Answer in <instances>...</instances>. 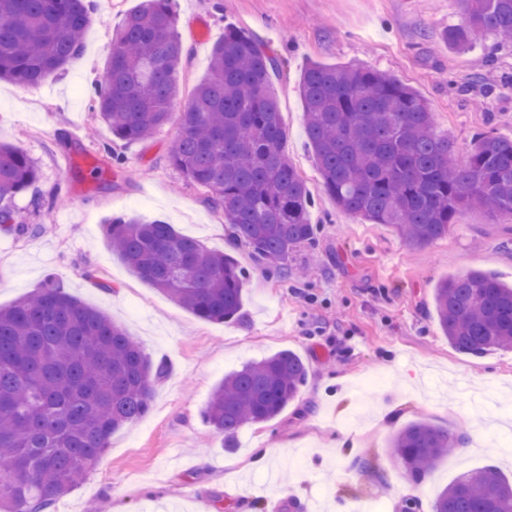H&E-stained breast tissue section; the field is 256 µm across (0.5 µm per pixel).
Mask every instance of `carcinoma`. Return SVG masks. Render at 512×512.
<instances>
[{
    "label": "carcinoma",
    "mask_w": 512,
    "mask_h": 512,
    "mask_svg": "<svg viewBox=\"0 0 512 512\" xmlns=\"http://www.w3.org/2000/svg\"><path fill=\"white\" fill-rule=\"evenodd\" d=\"M467 19L444 42L459 51L512 38V0H452ZM86 0H0V78L28 86L62 70L83 49ZM97 79L95 110L110 132L140 141L169 123L182 60L174 0H140L116 27ZM276 60L249 34L224 31L207 77L179 113L168 155L205 188L237 238L288 277V257L311 243L313 197L283 149L286 132L268 87ZM306 134L323 190L343 211L390 224L406 244L448 236L456 215L479 207L512 216V139L480 134L466 162L437 134L424 99L396 77L366 67L312 63L300 82ZM40 177L22 149L0 144V230L22 233L12 199ZM112 251L144 282L211 322L239 317L245 272L235 259L162 221L116 218ZM448 346L472 356L512 351V285L482 270L449 277L432 293ZM167 375L122 326L48 279L37 293L0 308V512H47L78 486L112 433L144 416ZM307 382L282 350L224 376L205 417L224 447L246 427L275 419ZM464 443L426 421L401 429L390 454L416 482ZM433 512H512V479L496 466L461 473Z\"/></svg>",
    "instance_id": "obj_1"
}]
</instances>
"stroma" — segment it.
Listing matches in <instances>:
<instances>
[{"mask_svg":"<svg viewBox=\"0 0 512 512\" xmlns=\"http://www.w3.org/2000/svg\"><path fill=\"white\" fill-rule=\"evenodd\" d=\"M139 2L94 0L82 54L40 85L0 80V142L40 169L13 202L27 231H0V307L54 275L169 364L149 413L113 433L97 466L49 512H331L375 497L384 512H403L409 499L417 512H433L436 493L465 470L490 464L512 477V455L494 446L481 402L489 386L512 398V351L473 358L452 350L432 307L440 281L475 269L512 283V217L464 209L448 237L412 248L391 225L340 210L322 189L300 96L314 62L387 72L425 99L463 161L478 134L512 138V43L449 49L443 31L464 22L451 0H176L184 47L177 110L206 77L225 26L250 33L278 61L269 92L284 151L313 194L317 227L283 279L234 241L209 192L170 164L179 121L148 140L124 141L93 110L89 89L105 48ZM482 73L498 85L488 99L474 83ZM119 214L165 221L231 254L247 276L240 318L200 320L141 281L103 232ZM282 349L308 367L301 396L225 448L204 416L214 387ZM418 420L465 432L470 447L449 453L420 484L387 451Z\"/></svg>","mask_w":512,"mask_h":512,"instance_id":"stroma-1","label":"stroma"}]
</instances>
